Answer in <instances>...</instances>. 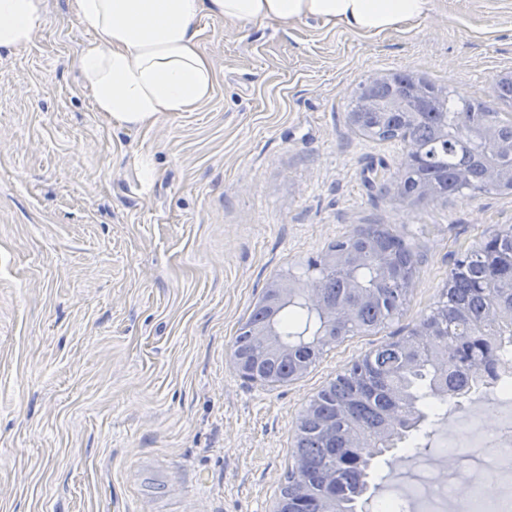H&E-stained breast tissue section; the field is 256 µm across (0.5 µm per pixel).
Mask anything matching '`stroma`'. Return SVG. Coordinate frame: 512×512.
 <instances>
[{
  "label": "stroma",
  "mask_w": 512,
  "mask_h": 512,
  "mask_svg": "<svg viewBox=\"0 0 512 512\" xmlns=\"http://www.w3.org/2000/svg\"><path fill=\"white\" fill-rule=\"evenodd\" d=\"M88 37L71 0H45L29 46L0 50V512H273L312 396L512 225V194L399 200L405 144L358 135L349 103L412 72L495 105L512 0H429L381 34L203 17L212 97L142 128L94 111L73 65ZM360 224L419 248L403 315L293 383L241 377L233 340L262 289ZM471 412L497 429L484 388L428 417L425 443Z\"/></svg>",
  "instance_id": "stroma-1"
}]
</instances>
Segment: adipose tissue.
Segmentation results:
<instances>
[{
  "mask_svg": "<svg viewBox=\"0 0 512 512\" xmlns=\"http://www.w3.org/2000/svg\"><path fill=\"white\" fill-rule=\"evenodd\" d=\"M428 0H73L93 37L77 65L83 85L112 125L144 127L160 115L195 110L213 91L202 52L206 15L243 25L312 19L379 34L422 17ZM45 0H0V49H25L44 18Z\"/></svg>",
  "mask_w": 512,
  "mask_h": 512,
  "instance_id": "adipose-tissue-1",
  "label": "adipose tissue"
}]
</instances>
